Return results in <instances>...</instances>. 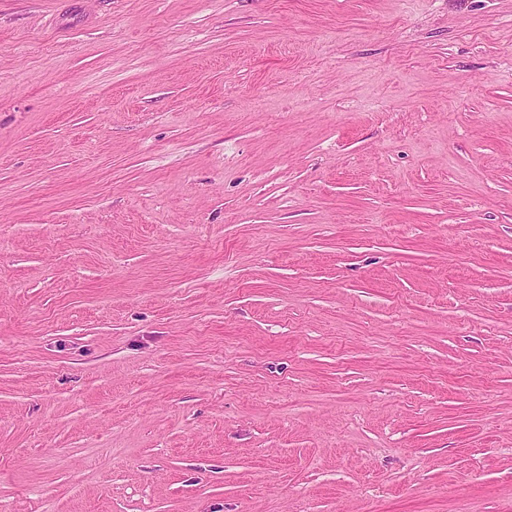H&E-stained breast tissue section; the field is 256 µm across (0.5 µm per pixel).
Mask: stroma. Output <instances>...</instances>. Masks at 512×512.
<instances>
[{
  "mask_svg": "<svg viewBox=\"0 0 512 512\" xmlns=\"http://www.w3.org/2000/svg\"><path fill=\"white\" fill-rule=\"evenodd\" d=\"M0 512H512V0H0Z\"/></svg>",
  "mask_w": 512,
  "mask_h": 512,
  "instance_id": "35a3bbf8",
  "label": "stroma"
}]
</instances>
